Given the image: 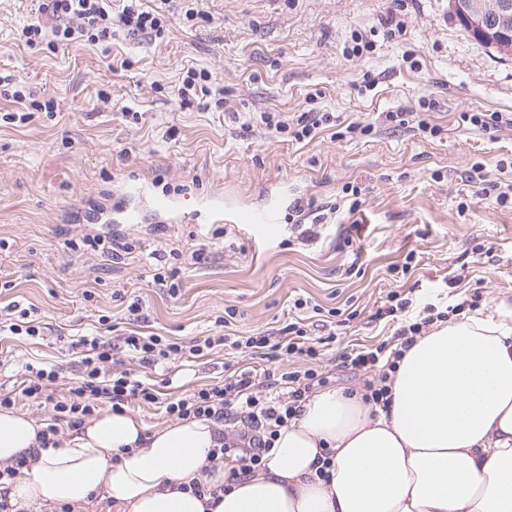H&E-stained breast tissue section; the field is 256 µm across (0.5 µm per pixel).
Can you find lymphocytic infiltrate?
Here are the masks:
<instances>
[{
    "instance_id": "obj_1",
    "label": "lymphocytic infiltrate",
    "mask_w": 512,
    "mask_h": 512,
    "mask_svg": "<svg viewBox=\"0 0 512 512\" xmlns=\"http://www.w3.org/2000/svg\"><path fill=\"white\" fill-rule=\"evenodd\" d=\"M42 10L49 17L48 23L30 24L18 33L20 41L27 46L44 43L59 48L80 42L96 44L111 41L121 30L148 35H158L163 30L159 15L139 10L133 2L115 13L106 0H43ZM261 119L277 133L301 142L314 138L317 131L327 128L333 115L329 112H304L290 123L266 112ZM412 303V298L392 292L382 307L386 315L394 317L403 313L407 316L397 334V344L384 342L366 350H346L339 355L342 367L369 374L364 399L373 406H387L390 400L387 382L415 336L434 322L448 317L447 312L432 304L423 306L416 316H409ZM283 333V338L277 342L267 335L231 339L222 334L197 337L187 343L133 331L122 334L113 343L98 336H85L78 342L83 371L67 395H58L53 389L59 377L58 371L39 368L31 370L19 397L50 407L51 421L40 435L41 444L47 445L59 436L62 429L79 430L98 414L102 406L107 405L120 412L132 402L143 405L158 403L159 395L153 385L138 379L130 370L112 369V353L117 348L146 367L187 356L202 358L224 345L249 351L255 356L264 353L277 358L284 355L301 361L303 369L282 376L290 387L284 397L271 392L273 374H266L261 379L253 371L237 369L225 376L223 383L192 390L165 406L167 414L179 419L193 416L214 422L219 446L211 451L212 461L219 464L232 458L239 463L241 472L253 474L262 469L264 456L270 450L279 427L296 416L304 396L324 382L321 369L314 366L321 356L320 349L311 342L303 324L290 323L284 327Z\"/></svg>"
}]
</instances>
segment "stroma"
<instances>
[{"instance_id": "1", "label": "stroma", "mask_w": 512, "mask_h": 512, "mask_svg": "<svg viewBox=\"0 0 512 512\" xmlns=\"http://www.w3.org/2000/svg\"><path fill=\"white\" fill-rule=\"evenodd\" d=\"M139 2L162 14L161 36L122 33L109 45L52 51L16 39L45 21L41 0H0V75L56 103L30 112L0 98V393L18 395L29 362L60 367L54 390L67 393L77 372L72 344L106 335L110 324L183 341L223 330L254 336L312 317L315 304L334 313L327 327L310 329L329 340L320 368L330 386L359 391L367 374L340 368L338 355L393 339L401 320L378 313L389 292H412L421 307L458 303L479 288L483 311L512 299V208L467 180L478 162L498 178L499 161H512V126L483 130L459 119L512 114V58L470 38L448 0H402L406 30L391 39L381 22L392 0ZM370 30L373 52L346 56L353 35ZM191 68L210 72L212 92L186 106L178 89ZM367 73L370 91L361 88ZM423 100L443 129L434 139L408 127L341 138L329 127L306 144L260 120L320 110L347 123L416 112ZM349 182L362 189L355 217L331 208ZM270 187L284 201L327 207L316 241H302L289 223L269 238L146 204L168 198L198 210L220 193L230 207L257 209ZM129 212L137 223H126ZM86 236L118 237L131 250L116 260L83 245ZM199 249L203 257L192 260ZM163 266L178 269L176 291L155 282ZM298 299L307 308H295ZM134 302L142 307L135 321ZM228 308L236 315L223 329L216 320ZM22 309L42 337L7 332ZM345 310L356 318L342 322ZM116 361L162 396L130 408L150 431L170 420L164 399L222 381L225 364L278 375L299 366L224 349L143 369L122 353Z\"/></svg>"}]
</instances>
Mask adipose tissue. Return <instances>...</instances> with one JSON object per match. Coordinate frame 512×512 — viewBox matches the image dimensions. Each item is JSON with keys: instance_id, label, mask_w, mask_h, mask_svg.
Returning a JSON list of instances; mask_svg holds the SVG:
<instances>
[{"instance_id": "obj_1", "label": "adipose tissue", "mask_w": 512, "mask_h": 512, "mask_svg": "<svg viewBox=\"0 0 512 512\" xmlns=\"http://www.w3.org/2000/svg\"><path fill=\"white\" fill-rule=\"evenodd\" d=\"M381 409L323 388L280 427L265 468L223 490L215 424L187 417L146 431L104 410L78 434L41 447L30 416L0 409V463L39 456L11 497L82 506L106 493L114 512H512V302L448 318L417 336ZM330 459L329 478L319 461ZM207 485L196 496L190 481ZM219 497H212V490Z\"/></svg>"}]
</instances>
